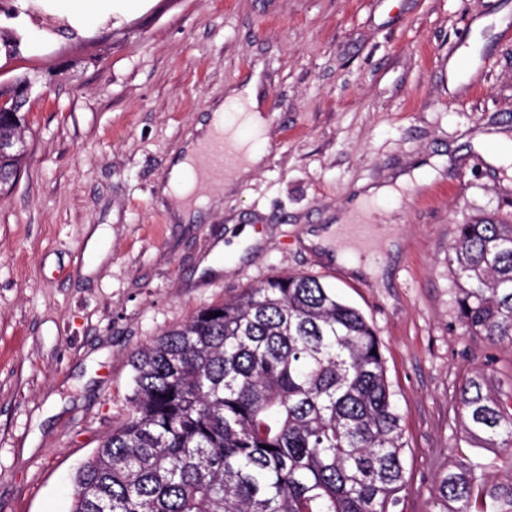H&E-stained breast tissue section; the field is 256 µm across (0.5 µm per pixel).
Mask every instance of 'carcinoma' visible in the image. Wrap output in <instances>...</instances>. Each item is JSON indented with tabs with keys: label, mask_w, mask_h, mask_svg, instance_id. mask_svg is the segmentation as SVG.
<instances>
[{
	"label": "carcinoma",
	"mask_w": 512,
	"mask_h": 512,
	"mask_svg": "<svg viewBox=\"0 0 512 512\" xmlns=\"http://www.w3.org/2000/svg\"><path fill=\"white\" fill-rule=\"evenodd\" d=\"M0 25V50L26 33ZM26 113L0 116L20 139ZM24 146L0 152V186ZM448 264L465 331L512 344V224H460ZM125 418L78 469L71 512H397L407 480L401 418L364 314L309 275L273 276L209 306L131 358ZM467 434L508 453L489 478L458 459L434 512H512V396L465 380ZM270 449H265V446Z\"/></svg>",
	"instance_id": "carcinoma-1"
}]
</instances>
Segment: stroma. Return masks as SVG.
Returning a JSON list of instances; mask_svg holds the SVG:
<instances>
[{
    "instance_id": "1",
    "label": "stroma",
    "mask_w": 512,
    "mask_h": 512,
    "mask_svg": "<svg viewBox=\"0 0 512 512\" xmlns=\"http://www.w3.org/2000/svg\"><path fill=\"white\" fill-rule=\"evenodd\" d=\"M510 22L512 0H113L81 39L34 36L1 58V83L53 80L0 193V512H69L78 468L128 412L131 353L276 274L319 278L373 326L406 443L401 512H433L455 456L505 462L467 437L456 394L482 370L507 392L512 347L461 327L448 255L458 225L512 222V176L486 160L512 140ZM252 81L261 164L176 223L181 201L160 191L172 159ZM435 157L443 178L372 216L375 275L303 245L362 187ZM244 225L260 239L231 251Z\"/></svg>"
}]
</instances>
